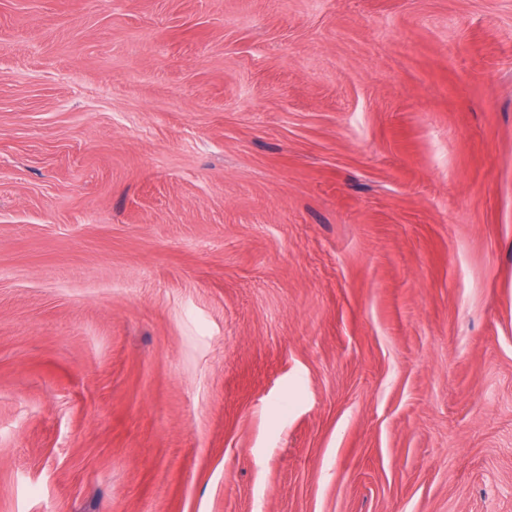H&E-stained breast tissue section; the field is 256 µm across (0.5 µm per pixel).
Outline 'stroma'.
Returning <instances> with one entry per match:
<instances>
[{
    "instance_id": "obj_1",
    "label": "stroma",
    "mask_w": 512,
    "mask_h": 512,
    "mask_svg": "<svg viewBox=\"0 0 512 512\" xmlns=\"http://www.w3.org/2000/svg\"><path fill=\"white\" fill-rule=\"evenodd\" d=\"M0 512H512V0H0Z\"/></svg>"
}]
</instances>
